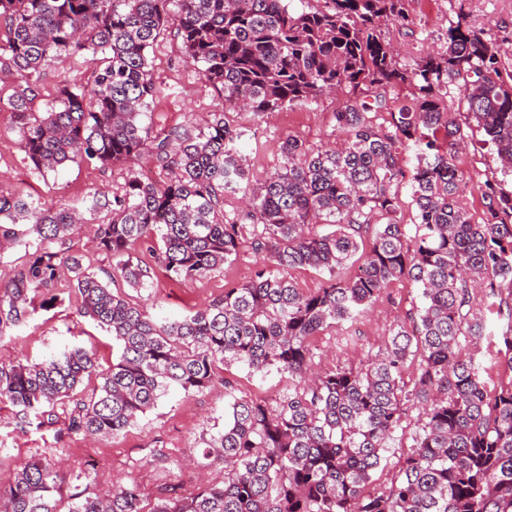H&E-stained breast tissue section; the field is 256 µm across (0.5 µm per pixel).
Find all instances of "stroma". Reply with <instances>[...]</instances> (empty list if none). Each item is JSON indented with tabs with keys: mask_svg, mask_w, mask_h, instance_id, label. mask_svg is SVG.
<instances>
[{
	"mask_svg": "<svg viewBox=\"0 0 512 512\" xmlns=\"http://www.w3.org/2000/svg\"><path fill=\"white\" fill-rule=\"evenodd\" d=\"M468 14L473 25L492 27L498 37L512 40V0H410L411 21L389 25L384 34L397 48L400 66L409 67L425 53L442 46L451 21L458 12ZM148 56L157 84L164 96L150 103L143 118L151 133L175 126H202L217 110L220 98L205 81L197 65L183 56L181 40L174 28L160 33ZM91 70L82 62L50 67L39 78V94L32 103L44 111L61 88L89 83ZM20 76L0 83V195L39 200L56 207L84 208V220L72 238L74 253L91 271H111L114 261L95 247L96 230L106 221V212L88 208L92 196L119 193L128 177L123 165L104 167L97 163L69 162L57 171L40 175L33 171L19 142L11 105ZM351 98L339 91L314 100L284 106L274 112H239L237 120L249 134L240 147L250 164L253 185H260L281 162L279 144L289 135L314 148L332 146L336 140L335 113ZM474 188L462 196L474 215H481L480 183L495 177L512 188V176L503 175L494 147L482 132L470 130L466 147L459 156ZM261 263L250 243H243L236 256L224 267L197 280H175L156 269L151 288L128 291L131 302L146 306L155 317L179 316L221 298L225 290L251 280ZM421 304L420 291L408 281L391 283L372 304L365 316L353 322L326 329L310 342L313 364L320 370L365 366L383 347L394 321L407 319ZM77 298L64 295L50 311H38L26 323L0 334V362H35L65 344L79 341L94 346L99 368L112 363V338L77 312ZM224 375L232 390L214 384L202 391L185 393L172 390L157 406L141 417L138 424L119 435L87 439L50 426L23 431L14 422L15 411L0 403V484H8L12 462L34 454L50 461H63L68 475L62 484L61 502L101 493L114 484L137 483L150 494L161 487L179 483L186 490L201 487L207 466L190 463L193 451L202 446L204 436L224 427V410L232 397H252L274 401L287 392L293 380L288 373L269 369L255 374L246 366L231 363Z\"/></svg>",
	"mask_w": 512,
	"mask_h": 512,
	"instance_id": "35a3bbf8",
	"label": "stroma"
}]
</instances>
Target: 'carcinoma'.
Wrapping results in <instances>:
<instances>
[{"instance_id": "1", "label": "carcinoma", "mask_w": 512, "mask_h": 512, "mask_svg": "<svg viewBox=\"0 0 512 512\" xmlns=\"http://www.w3.org/2000/svg\"><path fill=\"white\" fill-rule=\"evenodd\" d=\"M408 0H0V50L11 70L37 73L82 59L93 80L65 87L45 112L30 111L38 79L16 87L12 107L20 145L33 169L67 162L134 165L148 156L172 176L131 175L105 210L97 247L118 259L102 280L70 252L78 214L0 195V237L35 235L28 262L0 283V335L58 302L63 273L73 274L78 314L111 336L119 354L95 373L93 348L66 346L48 358L0 365V403L27 430L63 421L71 434L114 436L134 425L172 389L201 391L224 380V364L254 373L275 367L297 379L273 403L235 397L224 428L203 441L202 458L224 463V476L188 496L164 489L145 507L136 484H114L77 497L68 512H512V327L499 337L497 365L509 381L489 386L470 348L486 336L474 289L512 298V190L485 180L475 217L460 203L469 177L457 164L464 131L445 102L448 84L464 91L466 120L512 172V78L502 77L505 40L471 26L462 13L443 50L402 68L383 33L408 21ZM174 27L185 58L202 66L221 110L195 133L151 136L142 124L161 94L148 50ZM411 96L388 106L386 89ZM347 88L354 102L335 113L341 143L314 149L288 136L281 165L250 188L238 145L246 129L233 111L274 112ZM387 111L388 124L377 122ZM411 152L409 171L402 154ZM417 209L414 231L399 221V187ZM246 201L224 215V192ZM333 230L319 234L314 227ZM263 268L224 297L178 318L156 319L110 288L151 287L146 251L175 279L206 277L237 254L244 235ZM372 238L369 249L365 239ZM358 270L343 274L353 257ZM329 273L303 292L289 271ZM396 280L421 291L412 324H395L368 365L315 373L309 339L363 314ZM419 359L413 389L403 378ZM97 374L90 395L84 379ZM421 408L413 444L391 486L370 491L376 471L409 409ZM63 477L31 457L0 488V512H60Z\"/></svg>"}]
</instances>
